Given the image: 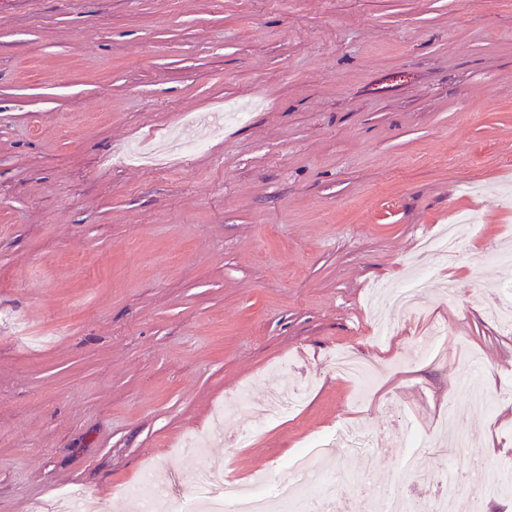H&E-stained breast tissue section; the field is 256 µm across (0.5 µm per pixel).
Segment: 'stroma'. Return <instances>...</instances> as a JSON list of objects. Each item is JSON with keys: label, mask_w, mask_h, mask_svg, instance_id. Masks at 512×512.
<instances>
[{"label": "stroma", "mask_w": 512, "mask_h": 512, "mask_svg": "<svg viewBox=\"0 0 512 512\" xmlns=\"http://www.w3.org/2000/svg\"><path fill=\"white\" fill-rule=\"evenodd\" d=\"M462 210L484 232L431 261L420 312L372 300ZM510 246L512 0H0V512L70 488L142 512L147 470L183 500L219 406L192 464L244 484L340 431L377 451L329 468L388 484L407 423L493 478L512 322L483 255ZM283 380L301 406L239 447L233 398ZM449 399L477 447L447 452Z\"/></svg>", "instance_id": "obj_1"}]
</instances>
